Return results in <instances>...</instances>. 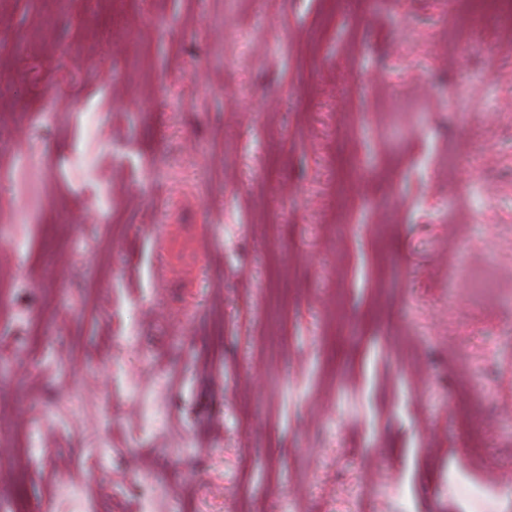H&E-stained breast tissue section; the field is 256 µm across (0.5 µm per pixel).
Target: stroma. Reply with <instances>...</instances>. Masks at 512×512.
Returning a JSON list of instances; mask_svg holds the SVG:
<instances>
[{
    "instance_id": "stroma-1",
    "label": "stroma",
    "mask_w": 512,
    "mask_h": 512,
    "mask_svg": "<svg viewBox=\"0 0 512 512\" xmlns=\"http://www.w3.org/2000/svg\"><path fill=\"white\" fill-rule=\"evenodd\" d=\"M455 24L0 0V163L68 241L0 182V512H512V39ZM43 168L42 161L35 157L28 158L17 168V171L25 176V179L17 184V189L27 201L25 220H18V223L40 224L41 226L47 223L39 194V185L44 178Z\"/></svg>"
}]
</instances>
